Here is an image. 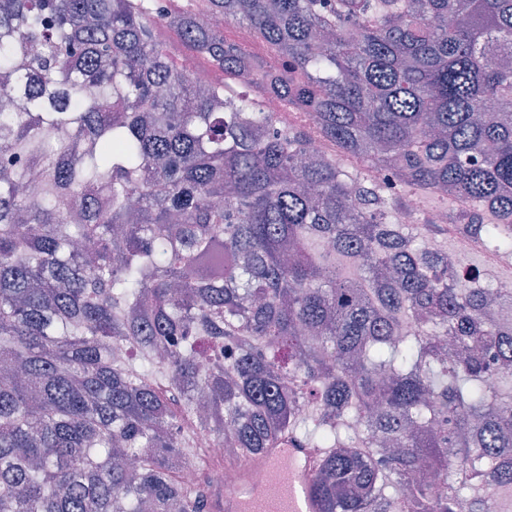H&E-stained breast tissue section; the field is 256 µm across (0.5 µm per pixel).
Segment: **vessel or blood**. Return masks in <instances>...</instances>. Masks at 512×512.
Returning a JSON list of instances; mask_svg holds the SVG:
<instances>
[{"instance_id": "obj_1", "label": "vessel or blood", "mask_w": 512, "mask_h": 512, "mask_svg": "<svg viewBox=\"0 0 512 512\" xmlns=\"http://www.w3.org/2000/svg\"><path fill=\"white\" fill-rule=\"evenodd\" d=\"M309 451L291 444H284L256 459L257 467L267 475L259 488L242 484L227 492L224 497L225 512H318L312 493L313 474L308 465ZM291 467L294 479L282 483L279 475L283 467Z\"/></svg>"}]
</instances>
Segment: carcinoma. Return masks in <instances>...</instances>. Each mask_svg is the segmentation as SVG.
Returning <instances> with one entry per match:
<instances>
[{
	"label": "carcinoma",
	"mask_w": 512,
	"mask_h": 512,
	"mask_svg": "<svg viewBox=\"0 0 512 512\" xmlns=\"http://www.w3.org/2000/svg\"><path fill=\"white\" fill-rule=\"evenodd\" d=\"M510 56L512 0H0V512H221L211 425L319 512L512 506V288L427 242L512 253ZM156 38L157 41L168 50L175 61L181 62L187 52V47L174 30L166 25L160 26L156 31ZM227 37L246 46L251 52L264 56L268 60H272L270 51L268 48L254 40L251 31L247 25H233L226 30ZM448 235L453 239V248L451 252H453L456 257L462 261H467L469 256L475 251L482 252L486 261L490 264L496 262L501 256V253L498 250L489 247L480 238L464 236L458 228L452 224H448ZM448 235L440 233L436 236L430 237L429 241L438 247L448 249Z\"/></svg>",
	"instance_id": "cac0c4a2"
}]
</instances>
